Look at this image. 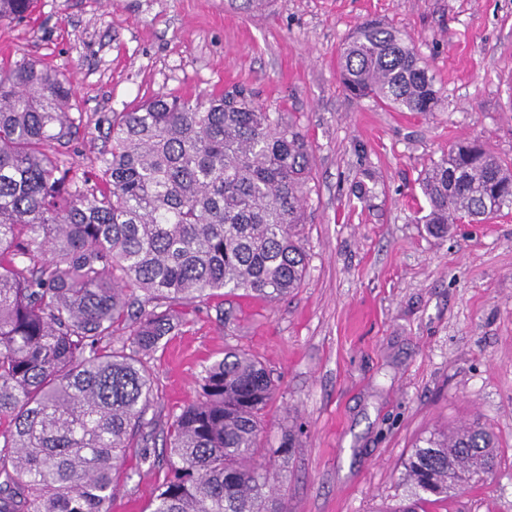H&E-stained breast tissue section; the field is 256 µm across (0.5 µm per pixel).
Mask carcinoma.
Instances as JSON below:
<instances>
[{
	"instance_id": "1",
	"label": "carcinoma",
	"mask_w": 512,
	"mask_h": 512,
	"mask_svg": "<svg viewBox=\"0 0 512 512\" xmlns=\"http://www.w3.org/2000/svg\"><path fill=\"white\" fill-rule=\"evenodd\" d=\"M34 0H0V23ZM345 88L398 112H433V77L406 37L365 22L343 48ZM55 69L0 66V512H107L128 458L150 459L149 363L187 324L186 308L221 292L266 302L300 287L307 255L311 151L278 112L233 87L207 98L156 95L107 118L111 147L95 181L49 154L82 113ZM425 223L512 209V163L476 139L448 146L421 181ZM133 323L129 341L112 335ZM200 398L170 416L167 473L149 512H284L262 460L277 385L241 350L203 366ZM486 426L438 428L406 459L400 502L421 512L492 476Z\"/></svg>"
}]
</instances>
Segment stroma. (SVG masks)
I'll return each instance as SVG.
<instances>
[{"label":"stroma","mask_w":512,"mask_h":512,"mask_svg":"<svg viewBox=\"0 0 512 512\" xmlns=\"http://www.w3.org/2000/svg\"><path fill=\"white\" fill-rule=\"evenodd\" d=\"M411 37L435 77L433 112L352 98L343 45L365 21ZM23 56L67 78L84 119L55 155L87 168L106 119L162 93L239 85L297 124L312 149L304 281L287 298L211 297L150 366L147 418L199 395L206 361L254 354L272 371L266 445L293 434L285 512H384L427 431L477 421L499 439L494 479L426 512H512V210L437 237L421 218L426 168L478 139L512 160V0H36L0 25V63ZM109 512H145L164 468L129 459Z\"/></svg>","instance_id":"35a3bbf8"}]
</instances>
